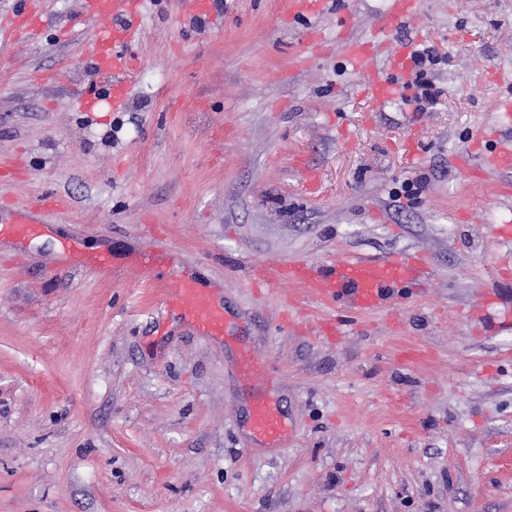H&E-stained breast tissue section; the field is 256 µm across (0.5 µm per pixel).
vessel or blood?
Instances as JSON below:
<instances>
[{
	"mask_svg": "<svg viewBox=\"0 0 512 512\" xmlns=\"http://www.w3.org/2000/svg\"><path fill=\"white\" fill-rule=\"evenodd\" d=\"M42 12L41 0H32L31 9L16 16L10 29L0 28L1 41H16V28L34 27ZM82 16L95 28L89 53L97 69L112 75L108 97L113 110L123 109L129 89L120 74L126 67L125 57L116 52L121 43L135 42L142 33L139 0H80ZM346 53L360 70L366 92L372 104L401 94L405 69L400 54H393L391 66L383 70L374 64V51L370 44L350 42ZM471 154L497 169H512V146L508 144L486 148L484 136H476L469 146ZM429 266L423 258L395 256L384 261L350 259L318 267L303 263L289 267L288 281L300 284L310 296L329 307L339 305L367 312L381 307L391 297L394 286L423 280ZM177 300L186 315L211 336L223 335L225 316L208 296L199 289L186 285L177 291ZM256 436L275 442L281 439L285 424L280 412L266 405L256 410L251 421Z\"/></svg>",
	"mask_w": 512,
	"mask_h": 512,
	"instance_id": "obj_1",
	"label": "vessel or blood"
}]
</instances>
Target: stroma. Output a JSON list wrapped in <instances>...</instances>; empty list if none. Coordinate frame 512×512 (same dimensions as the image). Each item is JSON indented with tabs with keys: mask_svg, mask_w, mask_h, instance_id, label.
Returning a JSON list of instances; mask_svg holds the SVG:
<instances>
[{
	"mask_svg": "<svg viewBox=\"0 0 512 512\" xmlns=\"http://www.w3.org/2000/svg\"><path fill=\"white\" fill-rule=\"evenodd\" d=\"M191 2L141 0L117 112L78 0L0 46V225L41 228L0 234V512H512V170L469 153L512 0H421L376 44L438 50L427 112L370 105L346 57L390 0ZM393 254L429 273L371 312L251 276ZM183 281L223 340L169 307ZM251 427L256 436L270 442L279 441L285 431L282 415L270 405L256 410Z\"/></svg>",
	"mask_w": 512,
	"mask_h": 512,
	"instance_id": "obj_1",
	"label": "stroma"
}]
</instances>
